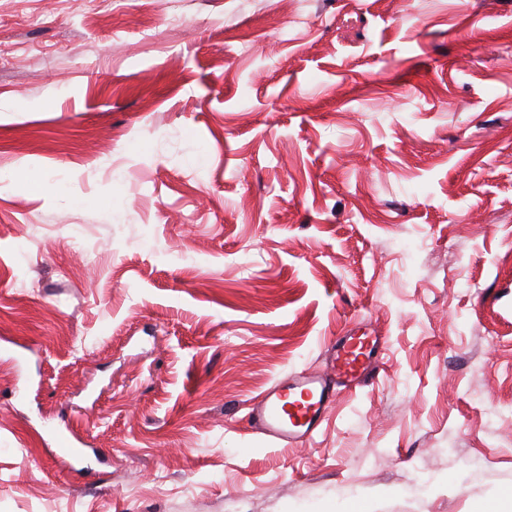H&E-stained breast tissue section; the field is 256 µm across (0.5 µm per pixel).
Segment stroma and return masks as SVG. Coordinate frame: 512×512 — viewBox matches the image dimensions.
Listing matches in <instances>:
<instances>
[{
  "mask_svg": "<svg viewBox=\"0 0 512 512\" xmlns=\"http://www.w3.org/2000/svg\"><path fill=\"white\" fill-rule=\"evenodd\" d=\"M0 512H512V0H0ZM386 349L385 342L376 336L356 333L342 336L336 341L332 371L336 384L360 386L370 376V368H376L379 357ZM334 398L331 379L302 370L291 375L288 382L267 390L250 408L249 420L255 429L279 445L303 444L317 434Z\"/></svg>",
  "mask_w": 512,
  "mask_h": 512,
  "instance_id": "stroma-1",
  "label": "stroma"
}]
</instances>
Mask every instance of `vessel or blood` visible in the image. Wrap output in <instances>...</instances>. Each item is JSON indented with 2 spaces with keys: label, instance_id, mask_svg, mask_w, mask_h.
Wrapping results in <instances>:
<instances>
[{
  "label": "vessel or blood",
  "instance_id": "b4317fda",
  "mask_svg": "<svg viewBox=\"0 0 512 512\" xmlns=\"http://www.w3.org/2000/svg\"><path fill=\"white\" fill-rule=\"evenodd\" d=\"M386 345L378 337L351 334L336 342L332 377L303 370L273 385L252 405V426L271 441L303 444L317 434L324 413L335 398L334 386H360L370 376Z\"/></svg>",
  "mask_w": 512,
  "mask_h": 512
}]
</instances>
